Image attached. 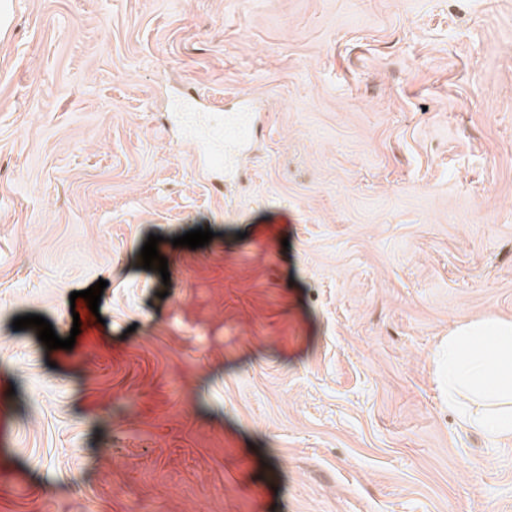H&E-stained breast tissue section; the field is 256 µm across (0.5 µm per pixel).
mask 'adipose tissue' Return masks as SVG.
<instances>
[{
  "instance_id": "1",
  "label": "adipose tissue",
  "mask_w": 512,
  "mask_h": 512,
  "mask_svg": "<svg viewBox=\"0 0 512 512\" xmlns=\"http://www.w3.org/2000/svg\"><path fill=\"white\" fill-rule=\"evenodd\" d=\"M437 377L449 408L491 441L512 438V321L455 327L437 353Z\"/></svg>"
}]
</instances>
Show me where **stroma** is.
<instances>
[{
  "label": "stroma",
  "instance_id": "35a3bbf8",
  "mask_svg": "<svg viewBox=\"0 0 512 512\" xmlns=\"http://www.w3.org/2000/svg\"><path fill=\"white\" fill-rule=\"evenodd\" d=\"M11 7L0 512H512V440L461 427L434 362L512 320V0ZM184 88L263 100L235 181L174 140ZM198 228L219 249L173 246Z\"/></svg>",
  "mask_w": 512,
  "mask_h": 512
}]
</instances>
